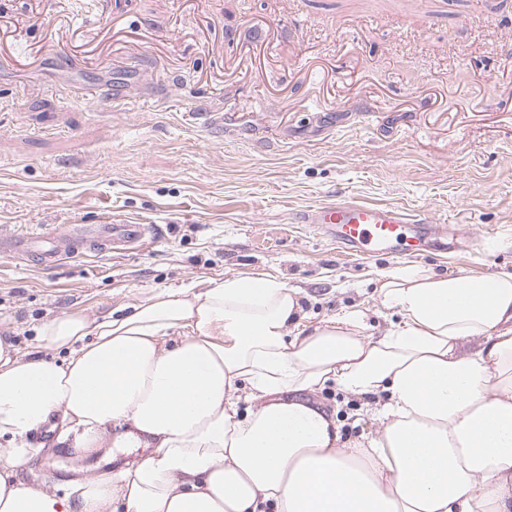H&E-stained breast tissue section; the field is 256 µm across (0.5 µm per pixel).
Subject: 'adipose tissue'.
<instances>
[{
    "label": "adipose tissue",
    "instance_id": "ef3b65f1",
    "mask_svg": "<svg viewBox=\"0 0 512 512\" xmlns=\"http://www.w3.org/2000/svg\"><path fill=\"white\" fill-rule=\"evenodd\" d=\"M378 290L401 320L377 339L360 310L297 334L302 296L266 272L52 318L42 357L0 337V512H512V272ZM331 384L375 434L343 441ZM53 421L81 454H147L59 492L19 480Z\"/></svg>",
    "mask_w": 512,
    "mask_h": 512
}]
</instances>
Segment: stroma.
<instances>
[{"label":"stroma","mask_w":512,"mask_h":512,"mask_svg":"<svg viewBox=\"0 0 512 512\" xmlns=\"http://www.w3.org/2000/svg\"><path fill=\"white\" fill-rule=\"evenodd\" d=\"M336 198L424 210L475 242L356 255L296 221ZM107 213L160 235L52 270L0 258V336L20 353L48 319L225 275L279 276L306 329L359 308L377 335L398 319L386 273L512 271V0H0V226ZM319 399L344 438L377 430L360 399ZM31 443L21 477L49 488L147 454Z\"/></svg>","instance_id":"obj_1"}]
</instances>
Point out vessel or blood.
<instances>
[{
    "instance_id": "1",
    "label": "vessel or blood",
    "mask_w": 512,
    "mask_h": 512,
    "mask_svg": "<svg viewBox=\"0 0 512 512\" xmlns=\"http://www.w3.org/2000/svg\"><path fill=\"white\" fill-rule=\"evenodd\" d=\"M299 223L316 224L337 244L356 253L389 254L406 242L431 240L445 250L456 249L460 235L439 224L426 213H407L389 206L337 200L300 213ZM151 224L116 222L104 218L99 224H65L50 233L31 232L9 235L0 231V255L18 257L38 255L45 268H56L70 257L77 244L88 243L98 251L122 244L138 248L151 241Z\"/></svg>"
}]
</instances>
